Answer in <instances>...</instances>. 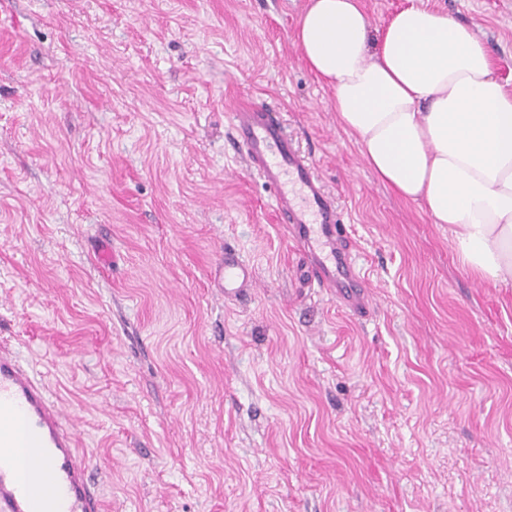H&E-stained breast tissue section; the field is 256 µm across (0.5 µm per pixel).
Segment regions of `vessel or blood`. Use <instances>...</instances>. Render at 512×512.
I'll return each mask as SVG.
<instances>
[{
	"mask_svg": "<svg viewBox=\"0 0 512 512\" xmlns=\"http://www.w3.org/2000/svg\"><path fill=\"white\" fill-rule=\"evenodd\" d=\"M227 119L250 171L271 189L290 239L305 253L314 283L351 310H368L344 212L295 149L276 110L244 106ZM210 278L226 300H239L255 287L256 270L228 245ZM0 512H101L74 425L19 348L1 343Z\"/></svg>",
	"mask_w": 512,
	"mask_h": 512,
	"instance_id": "1",
	"label": "vessel or blood"
}]
</instances>
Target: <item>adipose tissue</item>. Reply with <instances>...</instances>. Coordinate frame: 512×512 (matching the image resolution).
I'll use <instances>...</instances> for the list:
<instances>
[{
  "instance_id": "adipose-tissue-1",
  "label": "adipose tissue",
  "mask_w": 512,
  "mask_h": 512,
  "mask_svg": "<svg viewBox=\"0 0 512 512\" xmlns=\"http://www.w3.org/2000/svg\"><path fill=\"white\" fill-rule=\"evenodd\" d=\"M293 41L367 166L447 225L479 280L512 287V91L469 27L422 7L372 30L358 0H309Z\"/></svg>"
}]
</instances>
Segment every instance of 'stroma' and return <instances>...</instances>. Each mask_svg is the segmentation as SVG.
<instances>
[{
    "label": "stroma",
    "mask_w": 512,
    "mask_h": 512,
    "mask_svg": "<svg viewBox=\"0 0 512 512\" xmlns=\"http://www.w3.org/2000/svg\"><path fill=\"white\" fill-rule=\"evenodd\" d=\"M307 3L0 0V336L102 512H512V288L362 160L293 43ZM360 6L448 14L512 87V0ZM248 103L342 206L367 312L311 282L247 170ZM228 242L258 278L236 304L208 283Z\"/></svg>",
    "instance_id": "1"
}]
</instances>
